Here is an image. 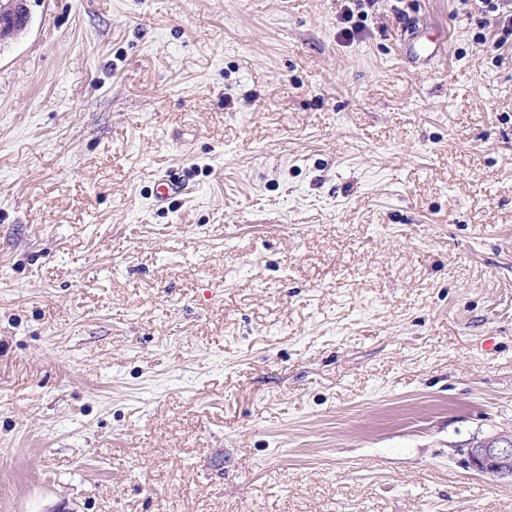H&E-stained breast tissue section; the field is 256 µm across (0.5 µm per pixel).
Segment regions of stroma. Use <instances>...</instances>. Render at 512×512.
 Masks as SVG:
<instances>
[{
    "label": "stroma",
    "instance_id": "1",
    "mask_svg": "<svg viewBox=\"0 0 512 512\" xmlns=\"http://www.w3.org/2000/svg\"><path fill=\"white\" fill-rule=\"evenodd\" d=\"M0 46V512H512V48L461 0H26ZM420 29L433 60L406 54ZM189 191L152 204L155 180ZM469 466L492 477H512V434L503 433L473 442L467 449Z\"/></svg>",
    "mask_w": 512,
    "mask_h": 512
}]
</instances>
